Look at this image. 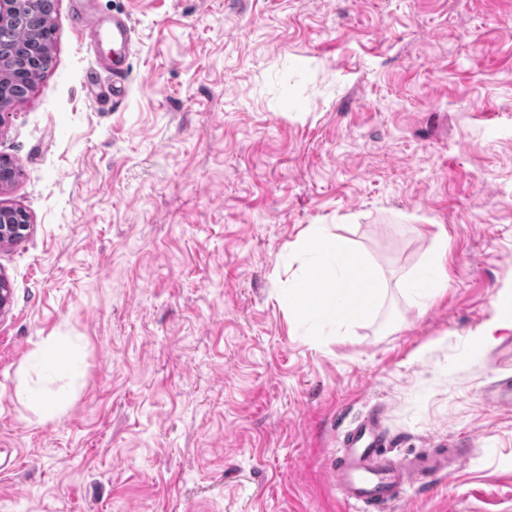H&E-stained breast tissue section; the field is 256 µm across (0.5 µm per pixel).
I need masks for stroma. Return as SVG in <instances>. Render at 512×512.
I'll list each match as a JSON object with an SVG mask.
<instances>
[{
    "mask_svg": "<svg viewBox=\"0 0 512 512\" xmlns=\"http://www.w3.org/2000/svg\"><path fill=\"white\" fill-rule=\"evenodd\" d=\"M72 4L0 115L30 220L0 244V512H342L325 460L372 412L390 455L468 456L394 512H512V405L480 396L512 335V0H93L134 29L118 105ZM313 224L384 290L343 329L284 299ZM433 243V255L429 263L423 267L420 275L405 283L410 301L419 308L428 305L447 285L441 261L448 252V233L441 228L433 236Z\"/></svg>",
    "mask_w": 512,
    "mask_h": 512,
    "instance_id": "obj_1",
    "label": "stroma"
}]
</instances>
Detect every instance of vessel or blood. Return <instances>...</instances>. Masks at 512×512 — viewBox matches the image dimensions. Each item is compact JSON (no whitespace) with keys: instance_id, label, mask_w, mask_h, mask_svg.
<instances>
[{"instance_id":"vessel-or-blood-1","label":"vessel or blood","mask_w":512,"mask_h":512,"mask_svg":"<svg viewBox=\"0 0 512 512\" xmlns=\"http://www.w3.org/2000/svg\"><path fill=\"white\" fill-rule=\"evenodd\" d=\"M103 35L112 43L115 58L110 84H102L97 71H89V90H106L113 99L126 94L125 62L133 47V27L129 17H115L102 24ZM481 397L488 403L512 402V376L502 375L483 387ZM386 436L378 418L369 416L344 435L342 447L326 466L329 484L354 512H391L408 488L447 468L449 459L463 460V452L420 454L409 460L384 454Z\"/></svg>"}]
</instances>
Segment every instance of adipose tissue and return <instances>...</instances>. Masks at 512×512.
Returning <instances> with one entry per match:
<instances>
[{"mask_svg": "<svg viewBox=\"0 0 512 512\" xmlns=\"http://www.w3.org/2000/svg\"><path fill=\"white\" fill-rule=\"evenodd\" d=\"M434 249L420 275L408 280L406 293L418 307L428 305L447 285L441 261L448 252V234L439 231L433 237ZM300 254L311 256L304 275L287 288L286 301L308 316L342 326L364 315L379 300L376 288H358L356 276H367L364 255L351 248L342 237L311 225L298 241Z\"/></svg>", "mask_w": 512, "mask_h": 512, "instance_id": "adipose-tissue-1", "label": "adipose tissue"}]
</instances>
